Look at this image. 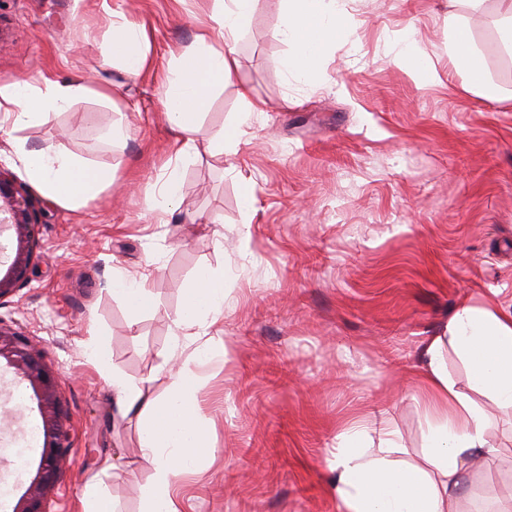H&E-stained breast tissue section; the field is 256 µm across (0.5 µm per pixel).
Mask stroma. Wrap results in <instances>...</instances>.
Masks as SVG:
<instances>
[{"mask_svg": "<svg viewBox=\"0 0 512 512\" xmlns=\"http://www.w3.org/2000/svg\"><path fill=\"white\" fill-rule=\"evenodd\" d=\"M342 6L354 32L311 85L280 67L281 0H258L239 68L195 135L203 154L181 167L180 205L161 219L146 199L173 156L163 78L212 0H0V83L44 74L95 91L22 138L114 170L97 199L65 209L28 183L0 130V174L26 188L39 221L28 280L0 298V326L39 345L69 417L49 512H77L80 487L108 462L116 512H141L153 468L137 421L119 414L84 345L98 329L113 367L164 395L174 321L199 268L224 271V311L209 335L226 355L201 372L215 452L180 478L181 512H338L330 459L345 424L388 420L404 460L418 461L426 345L462 306L512 311V51L495 0L469 22L495 102L448 60V0ZM115 10L148 33L152 65L141 76L104 61ZM409 31L428 72L390 51ZM242 86L263 113L232 151L206 154L239 111ZM112 120L127 124L124 141L104 139ZM117 268L149 274L155 306L138 321L105 288ZM19 379L0 366V512H12L41 456L20 445L40 413L31 398L15 406ZM487 412L498 457L465 472L459 512L512 500V414Z\"/></svg>", "mask_w": 512, "mask_h": 512, "instance_id": "1", "label": "stroma"}]
</instances>
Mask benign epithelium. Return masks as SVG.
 Returning <instances> with one entry per match:
<instances>
[{
  "label": "benign epithelium",
  "instance_id": "benign-epithelium-1",
  "mask_svg": "<svg viewBox=\"0 0 512 512\" xmlns=\"http://www.w3.org/2000/svg\"><path fill=\"white\" fill-rule=\"evenodd\" d=\"M37 224L33 203L23 188L0 174V228L15 234L16 245L5 273L0 274V298L23 285L32 258ZM14 367L29 382L38 403L44 429L41 459L14 512H47L46 502L61 477L60 462L67 450L66 416L56 388V378L45 365L41 351L19 333L0 329V360Z\"/></svg>",
  "mask_w": 512,
  "mask_h": 512
}]
</instances>
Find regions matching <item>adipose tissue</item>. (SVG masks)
Segmentation results:
<instances>
[{
    "label": "adipose tissue",
    "mask_w": 512,
    "mask_h": 512,
    "mask_svg": "<svg viewBox=\"0 0 512 512\" xmlns=\"http://www.w3.org/2000/svg\"><path fill=\"white\" fill-rule=\"evenodd\" d=\"M281 22L274 39L287 45L280 60L283 72L296 80L314 82L325 54L344 40L350 20L338 0H282ZM457 5L448 17L451 31L448 57L468 75L481 97L498 100V87L485 76L484 61L473 49L464 13L477 14L484 0H450ZM256 0H214L212 10L197 28L193 41L172 54L165 79L162 106L176 135V163L198 159L201 152L220 155L225 143L237 139L241 125L261 102L248 88H240L242 104L235 125L223 137L199 149L195 135L210 97L223 90L238 66V43L249 28ZM150 42L143 25L114 14L104 45L108 61L119 62L131 75H140L151 64ZM88 84H63L42 76L0 84V128L18 130L49 121L90 94ZM14 151L27 179L58 205L76 210L96 199L112 183V171L82 157L48 145L28 147L15 140ZM131 316L150 311L155 299L146 275L117 269L107 284ZM224 310V272L205 267L184 291V303L175 321L177 331L205 330ZM452 345L468 370L469 391H462L448 373L443 356ZM220 351L204 344L171 371L166 397H149L143 385L132 382L110 365L105 342L92 339L88 359L111 386L120 413L137 416L143 456L153 466V480L143 497L142 512H180L174 493L176 478L196 469L213 451L209 423L203 418L198 394L199 366L219 359ZM420 405L427 422L420 462L400 459L397 433L387 424L369 428L355 420L340 432L331 460L336 474L339 512H457L456 490L472 455L492 464L498 449L489 435V417L472 399L479 392L499 410L512 411V312L463 306L448 322L447 336L431 339L425 349L420 374Z\"/></svg>",
    "instance_id": "1"
}]
</instances>
